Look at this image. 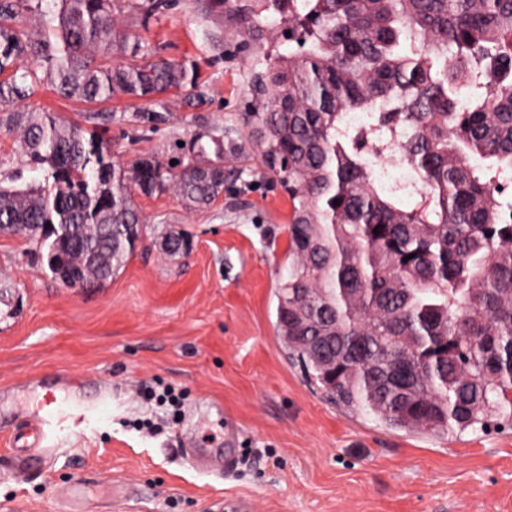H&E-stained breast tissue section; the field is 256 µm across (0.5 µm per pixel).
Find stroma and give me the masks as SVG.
Wrapping results in <instances>:
<instances>
[{
    "label": "stroma",
    "instance_id": "stroma-1",
    "mask_svg": "<svg viewBox=\"0 0 512 512\" xmlns=\"http://www.w3.org/2000/svg\"><path fill=\"white\" fill-rule=\"evenodd\" d=\"M142 47L197 75L199 102L165 95L169 117L135 130L139 103L91 105L44 86L19 103L97 129L113 160L189 154L200 135L233 139L267 53L291 43L251 40L208 0H117ZM0 126V185L36 177ZM223 196L187 210L169 193H134L144 231L133 258L102 286L64 287L48 269L47 243L0 233V512H512V426L448 434L383 426L342 411L309 378L276 331L277 288L288 276L287 192L268 183L257 147L243 143ZM189 255L163 253L172 228ZM112 394L89 423L51 437V459L15 445L56 376ZM159 382L182 391L180 419L151 437L140 420L167 408L135 393ZM190 448H221L230 471L191 461ZM31 458L18 472L17 456Z\"/></svg>",
    "mask_w": 512,
    "mask_h": 512
}]
</instances>
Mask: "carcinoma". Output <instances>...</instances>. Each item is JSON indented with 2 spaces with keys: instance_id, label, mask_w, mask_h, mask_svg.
<instances>
[{
  "instance_id": "obj_1",
  "label": "carcinoma",
  "mask_w": 512,
  "mask_h": 512,
  "mask_svg": "<svg viewBox=\"0 0 512 512\" xmlns=\"http://www.w3.org/2000/svg\"><path fill=\"white\" fill-rule=\"evenodd\" d=\"M0 0V125L15 124L45 186L0 187V228L45 233L49 255L80 274L112 273L136 249L143 218L131 187L173 191L188 208L224 193L234 141L201 139L165 167L112 161L97 130L11 108L51 84L93 102L140 101L132 121H167L163 96L196 87L182 63L95 64L100 50H141L116 32L114 0ZM257 37L288 27L300 51L254 73L239 123L288 191V279L276 327L328 396L385 425L433 433L512 421V0H211ZM41 19L34 39L26 18ZM469 89L466 108L460 92ZM377 112L371 133L344 113ZM403 128L390 187L369 140ZM415 198L411 207L404 196ZM338 204H333V201ZM316 336L336 342L319 350ZM373 165L378 176L390 184L405 182L411 179V173L403 166L393 164L384 154L373 152Z\"/></svg>"
}]
</instances>
